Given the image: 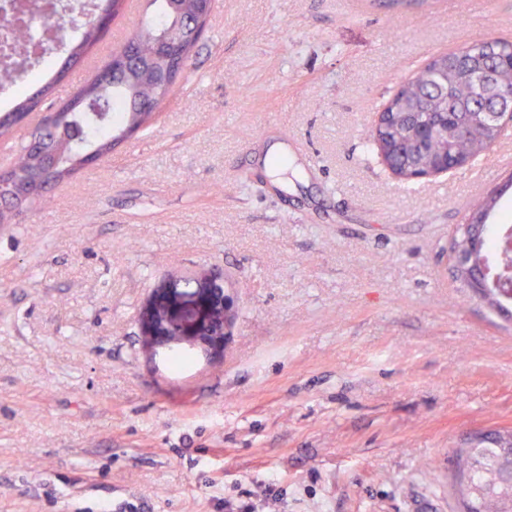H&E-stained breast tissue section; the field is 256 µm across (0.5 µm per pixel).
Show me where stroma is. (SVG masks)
Returning <instances> with one entry per match:
<instances>
[{
  "label": "stroma",
  "mask_w": 512,
  "mask_h": 512,
  "mask_svg": "<svg viewBox=\"0 0 512 512\" xmlns=\"http://www.w3.org/2000/svg\"><path fill=\"white\" fill-rule=\"evenodd\" d=\"M372 2L216 0L158 120L0 229V512H459L454 449L512 427V319L448 247L512 166L402 183L363 141L415 67L512 39V0ZM201 273L224 354L174 371L142 323Z\"/></svg>",
  "instance_id": "obj_1"
}]
</instances>
